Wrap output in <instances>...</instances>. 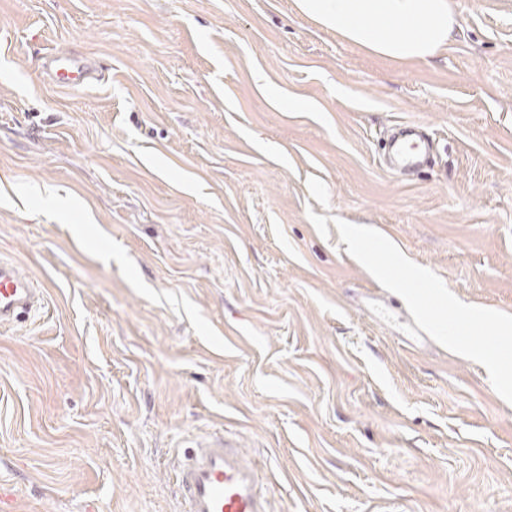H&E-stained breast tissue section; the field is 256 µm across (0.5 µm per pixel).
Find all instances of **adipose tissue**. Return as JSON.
Instances as JSON below:
<instances>
[{"instance_id":"ef3b65f1","label":"adipose tissue","mask_w":512,"mask_h":512,"mask_svg":"<svg viewBox=\"0 0 512 512\" xmlns=\"http://www.w3.org/2000/svg\"><path fill=\"white\" fill-rule=\"evenodd\" d=\"M297 11L379 56L427 63L457 24L449 0H295Z\"/></svg>"}]
</instances>
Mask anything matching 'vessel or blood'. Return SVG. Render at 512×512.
<instances>
[{"mask_svg": "<svg viewBox=\"0 0 512 512\" xmlns=\"http://www.w3.org/2000/svg\"><path fill=\"white\" fill-rule=\"evenodd\" d=\"M42 66L62 85H93L103 78L101 67L86 57L50 54ZM393 148L403 168H421L426 145L418 125L399 128ZM40 301L34 280L16 265L0 261V325L12 323ZM175 479L183 512H272V492L258 461L234 442L221 438L199 442L179 461Z\"/></svg>", "mask_w": 512, "mask_h": 512, "instance_id": "1", "label": "vessel or blood"}]
</instances>
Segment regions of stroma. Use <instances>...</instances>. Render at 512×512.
Masks as SVG:
<instances>
[{"mask_svg": "<svg viewBox=\"0 0 512 512\" xmlns=\"http://www.w3.org/2000/svg\"><path fill=\"white\" fill-rule=\"evenodd\" d=\"M451 8L419 64L293 0H0V260L44 293L0 327L16 512H180L216 434L267 459L273 512H512V403L373 318L408 310L310 220L512 314V0ZM58 52L103 80L56 85ZM407 122L412 177L383 159ZM420 126L408 124L398 129L393 137V148L400 165L409 170H418L422 166V156L426 148Z\"/></svg>", "mask_w": 512, "mask_h": 512, "instance_id": "obj_1", "label": "stroma"}]
</instances>
